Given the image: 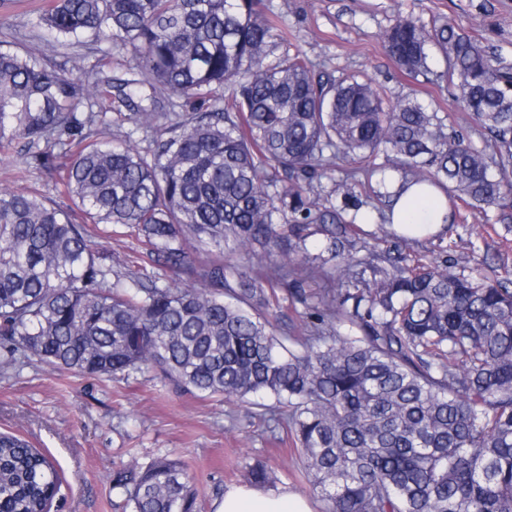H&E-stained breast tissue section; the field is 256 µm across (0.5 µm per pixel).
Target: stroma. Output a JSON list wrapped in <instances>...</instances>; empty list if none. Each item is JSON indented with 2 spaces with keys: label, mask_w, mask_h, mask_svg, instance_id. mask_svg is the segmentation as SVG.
Wrapping results in <instances>:
<instances>
[{
  "label": "stroma",
  "mask_w": 512,
  "mask_h": 512,
  "mask_svg": "<svg viewBox=\"0 0 512 512\" xmlns=\"http://www.w3.org/2000/svg\"><path fill=\"white\" fill-rule=\"evenodd\" d=\"M288 31V39L317 64L328 68L365 72L390 99L415 93L424 103L439 102L455 128L473 143H480L479 128L461 112L455 90L436 75L409 78L385 53L379 39L396 11L428 21L439 16L464 27L485 45L512 58V0H270ZM30 0H0V39L21 35L23 44L37 42L43 31L36 23ZM83 60L86 73L107 65L117 75L139 78L135 52L120 43L64 45L54 62L70 72L71 57ZM130 109L113 103L104 109L97 136L113 143L145 149L150 136L136 130ZM54 171L31 167L19 170L15 154L0 153V188L35 190L57 202L72 218L80 213L73 201L57 192ZM458 223L441 232L410 241V254L421 261L447 256L448 271L457 275L484 257L499 255L512 269V232L498 211L480 212L452 201ZM96 249L114 273L137 274L180 285L184 276L144 262L145 246L134 228L100 225ZM235 412L236 425L226 414ZM0 431L26 439L57 463L62 485L50 512H125L123 500L112 490L113 467L131 460L169 457L184 463L200 490L201 512H214L213 503L226 490L245 485V468L255 461L267 463L274 489L305 496L313 512L325 504L304 478L298 452L286 433L271 434L250 404L176 392L154 372L127 379H103L58 370L36 361L16 366L0 363Z\"/></svg>",
  "instance_id": "1"
}]
</instances>
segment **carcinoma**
Segmentation results:
<instances>
[{
    "label": "carcinoma",
    "mask_w": 512,
    "mask_h": 512,
    "mask_svg": "<svg viewBox=\"0 0 512 512\" xmlns=\"http://www.w3.org/2000/svg\"><path fill=\"white\" fill-rule=\"evenodd\" d=\"M37 26L45 42L0 46V150L57 171L84 222L0 189V358L107 378L151 369L226 400L265 394L259 416L294 436L325 512H512V280L416 263L412 233L392 220L411 185L512 209V62L446 20L400 14L382 33L411 77L443 62L484 132L478 147L413 95L392 103L359 73L275 54L288 38L263 0H43ZM86 34L132 46L166 92L129 114L141 129L167 121L148 150L93 138L99 114L79 110L104 95L131 106L142 82L102 70L85 82L53 64ZM382 154L398 186L383 177L357 194L360 173L385 171ZM373 201L390 245L357 257L352 232ZM96 224L137 228L152 262L202 286L112 276ZM276 288L302 307V335L279 336L256 312ZM60 486L43 453L0 432V512H49ZM112 490L129 512L197 509L178 460L122 464Z\"/></svg>",
    "instance_id": "cac0c4a2"
}]
</instances>
